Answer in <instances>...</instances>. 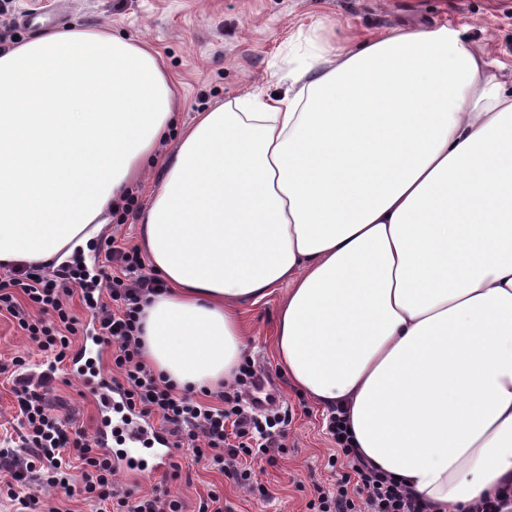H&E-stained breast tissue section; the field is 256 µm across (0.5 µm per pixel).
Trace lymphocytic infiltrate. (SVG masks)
<instances>
[{
    "mask_svg": "<svg viewBox=\"0 0 512 512\" xmlns=\"http://www.w3.org/2000/svg\"><path fill=\"white\" fill-rule=\"evenodd\" d=\"M76 274L62 270L45 276L37 265L9 264L0 275V311L16 319L27 337L46 356L41 372L29 371L23 357L0 367L9 375L17 399L18 448H0V470L10 480L4 488L16 512H41L38 496L25 492L28 476L44 471L46 483L57 487L60 476L77 470L82 476L78 493L96 512H183L179 500L157 493L133 495L119 490L116 465L110 453L93 446L76 421L58 415L45 395L62 364L72 355L73 338L81 325L69 298ZM161 282L146 273L137 249L114 245L106 249L81 299L97 326L101 349L110 352L118 376L115 386L128 411L157 418L170 434L175 450L189 449L200 458L224 465L244 487H252L249 470L239 468L240 456L272 457L284 448L285 417L260 416L244 403L241 389L250 387L256 373L243 362L235 377L236 391L218 392V404L177 393L140 355L139 314L142 297L161 290ZM340 414L330 413L326 430L336 441L327 464L337 469L334 491L314 486L311 512H429L427 503L404 491L391 476L367 465L353 448Z\"/></svg>",
    "mask_w": 512,
    "mask_h": 512,
    "instance_id": "obj_1",
    "label": "lymphocytic infiltrate"
}]
</instances>
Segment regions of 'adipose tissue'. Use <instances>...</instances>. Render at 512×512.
<instances>
[{"mask_svg":"<svg viewBox=\"0 0 512 512\" xmlns=\"http://www.w3.org/2000/svg\"><path fill=\"white\" fill-rule=\"evenodd\" d=\"M445 26L321 48L180 133L141 219V307L179 389L231 381L239 311L283 288L275 353L431 512L512 478V90ZM146 43L72 27L0 47V263L87 248L176 124Z\"/></svg>","mask_w":512,"mask_h":512,"instance_id":"obj_1","label":"adipose tissue"}]
</instances>
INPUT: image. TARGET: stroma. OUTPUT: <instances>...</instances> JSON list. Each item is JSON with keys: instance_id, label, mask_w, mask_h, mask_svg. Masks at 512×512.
Wrapping results in <instances>:
<instances>
[{"instance_id": "obj_1", "label": "stroma", "mask_w": 512, "mask_h": 512, "mask_svg": "<svg viewBox=\"0 0 512 512\" xmlns=\"http://www.w3.org/2000/svg\"><path fill=\"white\" fill-rule=\"evenodd\" d=\"M58 13L66 24L152 45L175 78L182 124L236 97L242 88L278 92L274 75L289 60L304 61L350 34L369 36L396 26L454 27L482 46L490 60L502 62L504 81H512V0H0V46L52 31L48 19ZM161 176V167L147 170L131 187L138 201L124 222L110 224L87 249L75 250L67 266L100 264L106 241L115 237L140 246V215ZM279 301L274 294L240 311L247 357L270 382L269 407L288 415L283 453L271 461H250L267 495L247 492L218 464L189 451L177 459L178 477L148 468L122 477L124 488L168 493L183 502L185 512H194L199 499L213 490L223 495L224 512H308L313 484L334 486L336 474L327 460L335 443L326 433L327 412L293 388L277 363ZM18 355L31 364L43 359L14 319L0 315V365ZM49 395L64 400L63 415L74 416L94 433L98 408L77 376L59 373Z\"/></svg>"}]
</instances>
